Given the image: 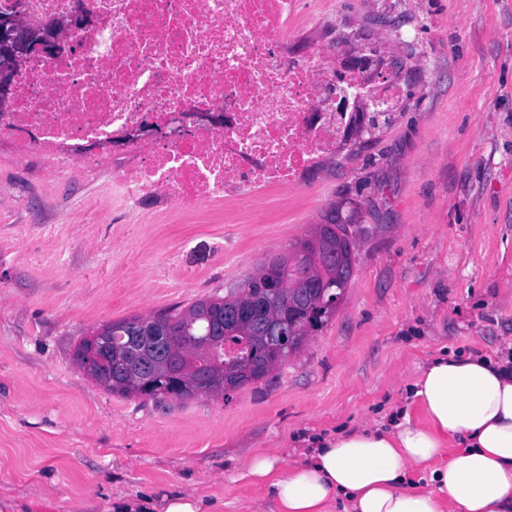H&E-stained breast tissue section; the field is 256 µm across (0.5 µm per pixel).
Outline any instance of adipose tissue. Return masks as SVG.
I'll list each match as a JSON object with an SVG mask.
<instances>
[{"instance_id":"adipose-tissue-1","label":"adipose tissue","mask_w":512,"mask_h":512,"mask_svg":"<svg viewBox=\"0 0 512 512\" xmlns=\"http://www.w3.org/2000/svg\"><path fill=\"white\" fill-rule=\"evenodd\" d=\"M429 480L417 488L414 474ZM270 486L257 512H512V362L480 353L439 356L418 374L387 428L314 442L300 462L253 456ZM104 512H207L203 499L128 500Z\"/></svg>"}]
</instances>
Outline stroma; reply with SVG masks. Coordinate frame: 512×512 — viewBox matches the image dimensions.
I'll list each match as a JSON object with an SVG mask.
<instances>
[{"instance_id": "1", "label": "stroma", "mask_w": 512, "mask_h": 512, "mask_svg": "<svg viewBox=\"0 0 512 512\" xmlns=\"http://www.w3.org/2000/svg\"><path fill=\"white\" fill-rule=\"evenodd\" d=\"M297 40L374 52L399 87L376 127L315 165L255 223L147 202L80 221L112 181L63 182L0 147V499L92 512L201 494L255 512L244 478L266 453L383 426L443 354L512 352V0H301ZM337 210L355 273L329 325L265 380L226 396L124 398L75 364L100 324L224 295Z\"/></svg>"}]
</instances>
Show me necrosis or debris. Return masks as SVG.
Segmentation results:
<instances>
[{
  "mask_svg": "<svg viewBox=\"0 0 512 512\" xmlns=\"http://www.w3.org/2000/svg\"><path fill=\"white\" fill-rule=\"evenodd\" d=\"M94 21L72 30L75 55L33 53L0 144L58 178L97 181L112 194L154 199L185 217L209 202L247 223L261 195L287 190L346 128L337 99L364 92L344 56L290 48L296 0H82ZM75 0H0V14L41 27Z\"/></svg>",
  "mask_w": 512,
  "mask_h": 512,
  "instance_id": "obj_1",
  "label": "necrosis or debris"
}]
</instances>
